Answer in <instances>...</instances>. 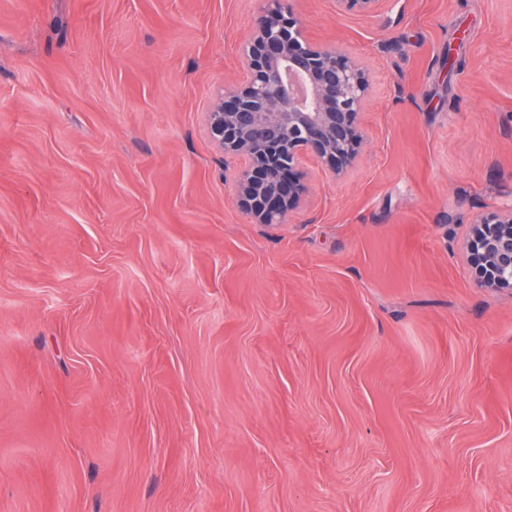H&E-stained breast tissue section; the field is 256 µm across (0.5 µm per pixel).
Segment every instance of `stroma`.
<instances>
[{"label":"stroma","instance_id":"1","mask_svg":"<svg viewBox=\"0 0 512 512\" xmlns=\"http://www.w3.org/2000/svg\"><path fill=\"white\" fill-rule=\"evenodd\" d=\"M264 0H0V512H512V0H292L358 165L237 203L206 112ZM467 261L480 288L512 290V207L477 214L467 244Z\"/></svg>","mask_w":512,"mask_h":512}]
</instances>
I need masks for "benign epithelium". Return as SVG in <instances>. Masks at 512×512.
<instances>
[{
	"label": "benign epithelium",
	"mask_w": 512,
	"mask_h": 512,
	"mask_svg": "<svg viewBox=\"0 0 512 512\" xmlns=\"http://www.w3.org/2000/svg\"><path fill=\"white\" fill-rule=\"evenodd\" d=\"M386 0H336L343 13L373 14ZM240 80L206 112L210 140L246 166L239 204L259 224H282L306 191L299 171L309 156L340 176L360 158L358 116L371 79L334 46L311 44L286 0H266L238 48ZM467 261L480 288L512 290V207L477 214Z\"/></svg>",
	"instance_id": "obj_1"
}]
</instances>
